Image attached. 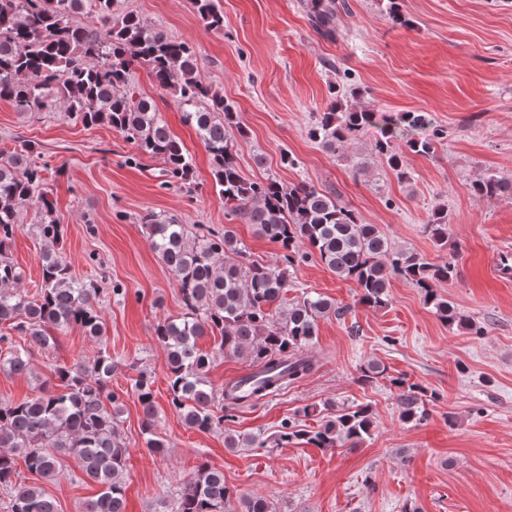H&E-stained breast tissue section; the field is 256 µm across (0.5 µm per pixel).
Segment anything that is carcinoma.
Listing matches in <instances>:
<instances>
[{"label":"carcinoma","mask_w":512,"mask_h":512,"mask_svg":"<svg viewBox=\"0 0 512 512\" xmlns=\"http://www.w3.org/2000/svg\"><path fill=\"white\" fill-rule=\"evenodd\" d=\"M191 3L208 30H224V14L214 0ZM307 8L314 30L336 39L337 15L348 8L346 0H307ZM385 12L395 25L412 24L403 0H385ZM135 66L145 67L171 93L182 122L196 130L210 157L214 189L230 212L278 249L276 259L265 262L251 257L232 224L200 233L174 215L148 211L142 216L150 246L181 295L182 313L158 322L155 336L165 355L170 407L187 428L223 432L229 450L265 447L258 435L224 431V421L231 418L228 411L295 384L315 369L305 351L317 339L318 321L340 317L344 309L316 293L287 298L291 271L312 257L353 283L362 305H387L390 279L400 277L418 289L444 323L463 324L473 336L487 334L486 326L463 319L437 293V283L453 278L454 262H431L395 246L378 225L364 223L337 197L305 181L285 185L243 177L234 138L246 131L235 122L224 94L202 79L192 44L121 10L120 0H0V100L22 113L61 110L85 127L106 124L138 155L162 160L170 181L185 183L193 175L192 157L171 135L158 107L134 92ZM380 121L383 131L373 150L401 179L407 177L406 158L395 151V141H405L411 154L426 156L448 138V130L428 112L382 118L364 105H342L334 88L308 137L342 153ZM48 169L31 141L0 151V325L8 324L39 349L54 341L49 328L61 331L75 324L92 338L104 332L100 285L76 278L55 250L64 229L45 187ZM470 192L480 199H512V179L486 174L470 184ZM30 207L45 243L41 286L34 296L21 290L23 272L9 257L21 229L20 214ZM422 232L435 247H447L446 206L432 211ZM209 334L220 335L218 351L224 356L250 361L257 379L248 386L242 378L230 381L222 391L212 386L207 378L212 356L198 345ZM30 355L13 345V336L0 334V368L26 374ZM113 371L112 355L102 347L88 368L54 369L61 393L0 402V489L9 496L7 512H58L41 487L17 481V455L46 482L59 478L63 457L79 458L84 476L100 487L83 501L81 512H125L123 473L130 450L118 431L124 403L123 395L112 390ZM390 383L400 420L413 427L426 422L428 406L440 396L405 375ZM133 393L142 408L148 447H165L154 433L152 378L140 374ZM372 430V409L354 404L322 417L311 429L296 417L284 418L274 443L286 448L304 442L326 450L356 446ZM171 512H277V507L264 496H240L224 481L223 470L203 461L195 478L181 487Z\"/></svg>","instance_id":"carcinoma-1"}]
</instances>
